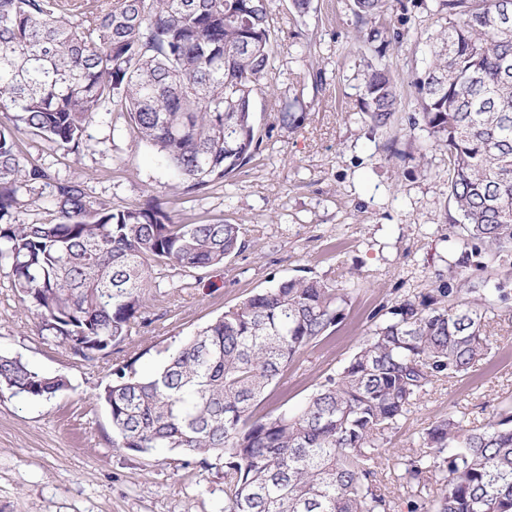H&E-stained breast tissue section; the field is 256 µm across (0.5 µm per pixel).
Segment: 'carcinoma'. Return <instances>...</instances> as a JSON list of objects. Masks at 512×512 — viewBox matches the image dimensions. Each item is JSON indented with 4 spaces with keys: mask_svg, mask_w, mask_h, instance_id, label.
Masks as SVG:
<instances>
[{
    "mask_svg": "<svg viewBox=\"0 0 512 512\" xmlns=\"http://www.w3.org/2000/svg\"><path fill=\"white\" fill-rule=\"evenodd\" d=\"M445 26L415 77L421 120L448 157V203L471 250L512 258V0H438ZM377 55L361 111L392 125L396 80L383 62L388 0H353ZM268 0H0V266L37 319L38 335L91 359L123 343L160 287L153 268L200 271L242 245L222 220L179 224L161 205L114 209L73 182L53 184L42 222L23 218L20 191L50 179L22 151L24 131L73 154L108 107L155 148L188 191L224 182L259 145L253 101L271 87ZM449 284L389 308L348 364L295 411L256 416L263 395L303 348L330 335L347 294L318 277L255 292L187 338L159 369L112 370L98 399L117 446L169 448L224 461V512H390L378 480L385 433L436 382L492 352L486 314L506 289ZM69 380L0 355V391L50 400ZM407 484L442 483L408 512H512V413L469 426L450 413L404 460Z\"/></svg>",
    "mask_w": 512,
    "mask_h": 512,
    "instance_id": "carcinoma-1",
    "label": "carcinoma"
}]
</instances>
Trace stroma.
<instances>
[{
    "label": "stroma",
    "mask_w": 512,
    "mask_h": 512,
    "mask_svg": "<svg viewBox=\"0 0 512 512\" xmlns=\"http://www.w3.org/2000/svg\"><path fill=\"white\" fill-rule=\"evenodd\" d=\"M275 46L272 87L256 94L260 145L221 184L175 189L172 171L131 136L123 113L88 126L78 155L28 134L20 146L58 180L81 183L115 209L157 197L181 224L220 219L244 228L239 253L204 271L166 268L145 323L91 362L44 342L33 314L0 268V354L65 376L70 389L49 400L0 393V512H224V467L180 453L113 446L112 423L97 400L112 366L153 373L186 338L248 294L291 277L326 279L348 298L335 331L300 351L258 413L292 410L347 365L360 341L396 300L448 282L463 252L449 220L448 159L431 147L412 77L430 60L444 26L437 0H404L389 11L401 35L386 61L400 105L391 127H372L360 110L369 59L352 0H313L297 13L269 0ZM490 357L467 375L435 383L389 430L378 478L407 512L410 494L433 498L438 483L403 489L402 457L432 423L465 413L479 424L512 407V297L497 303Z\"/></svg>",
    "instance_id": "35a3bbf8"
}]
</instances>
